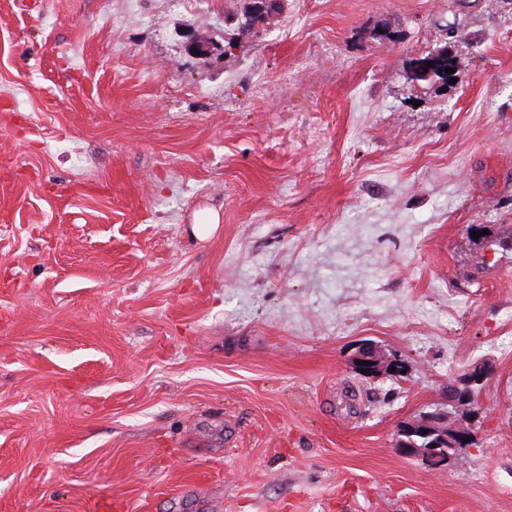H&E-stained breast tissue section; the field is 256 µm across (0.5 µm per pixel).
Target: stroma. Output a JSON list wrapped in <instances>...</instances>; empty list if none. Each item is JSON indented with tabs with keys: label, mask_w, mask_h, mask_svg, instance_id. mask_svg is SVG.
Wrapping results in <instances>:
<instances>
[{
	"label": "stroma",
	"mask_w": 512,
	"mask_h": 512,
	"mask_svg": "<svg viewBox=\"0 0 512 512\" xmlns=\"http://www.w3.org/2000/svg\"><path fill=\"white\" fill-rule=\"evenodd\" d=\"M240 3L0 0V512H512V0ZM359 361H371L373 365H361ZM351 365L357 373L368 378L399 376L404 371L401 359L372 343H361L358 346ZM391 367H395V370H391ZM362 370H367V373H362ZM402 430L406 433H418L428 441L417 448H402L404 446L399 444L398 439L397 447L400 452L409 456H419L436 468L444 467L448 459L464 454L468 448L472 447L476 439L471 427L459 423L450 424L448 415L441 411L426 413L416 419L407 421L402 426ZM423 431H427V434H423ZM448 434L453 439V442H451L452 449L455 450L456 454L453 457H450L443 448L431 447V444L437 445L439 439H447ZM466 437H470V442H465Z\"/></svg>",
	"instance_id": "35a3bbf8"
}]
</instances>
